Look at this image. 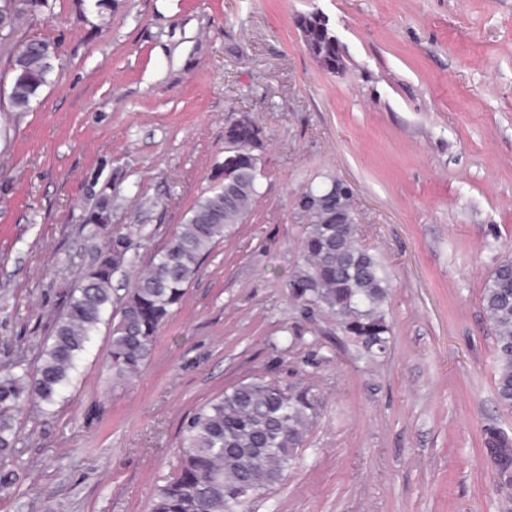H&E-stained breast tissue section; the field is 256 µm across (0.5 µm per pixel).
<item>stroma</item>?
I'll use <instances>...</instances> for the list:
<instances>
[{
  "label": "stroma",
  "mask_w": 512,
  "mask_h": 512,
  "mask_svg": "<svg viewBox=\"0 0 512 512\" xmlns=\"http://www.w3.org/2000/svg\"><path fill=\"white\" fill-rule=\"evenodd\" d=\"M0 40V365L36 364L100 196L140 226L136 266L180 226L249 110L261 195L219 242L134 378L106 367L101 325L52 416L28 406L0 512H146L178 464L185 416L257 375L320 398L284 481L244 512H512L483 449L499 406L481 293L512 256V0H118L108 25L77 0ZM322 12L345 58L307 52ZM59 47L53 81L11 111L23 42ZM347 179L363 239L387 265L393 336L371 358L283 286L303 226L292 200ZM305 327L289 342L285 331ZM303 42L309 54L329 73L344 68V56L337 36L334 38L324 16L318 11L302 14L297 20Z\"/></svg>",
  "instance_id": "stroma-1"
}]
</instances>
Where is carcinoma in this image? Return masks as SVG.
<instances>
[{
    "label": "carcinoma",
    "mask_w": 512,
    "mask_h": 512,
    "mask_svg": "<svg viewBox=\"0 0 512 512\" xmlns=\"http://www.w3.org/2000/svg\"><path fill=\"white\" fill-rule=\"evenodd\" d=\"M11 35L51 9L50 0H0ZM309 54L329 73L344 68L340 43L324 16L312 11L297 20ZM57 46L46 40L24 43L11 64L8 94L14 112H29L51 83ZM264 135L247 112L224 122V163L208 188L187 210L183 224L154 252L148 268L129 278L125 293L112 298V276L120 250H131L135 233L110 225V200L101 197L84 229L90 240L105 239L94 265L77 276L41 350L37 367L15 372L0 368V459L15 455V416L32 402L45 413L78 371L99 325L113 321L109 350L112 378L128 380L150 358L158 332L181 303L202 259L248 218L261 194ZM295 199L293 215L305 224L294 267L285 283L288 298L308 312L327 313L336 326L368 354L386 351L393 334L386 303L391 282L385 266L362 243V230L341 223L336 212V178L307 186ZM494 331L495 389L512 410V259L500 261L481 295ZM320 400L308 387L290 388L275 379L254 377L226 388L196 409L180 431L177 472L163 479L148 512H238L251 499L282 481L297 460V449L319 413ZM485 447L501 454L499 468L512 471V438L489 427Z\"/></svg>",
    "instance_id": "1"
}]
</instances>
